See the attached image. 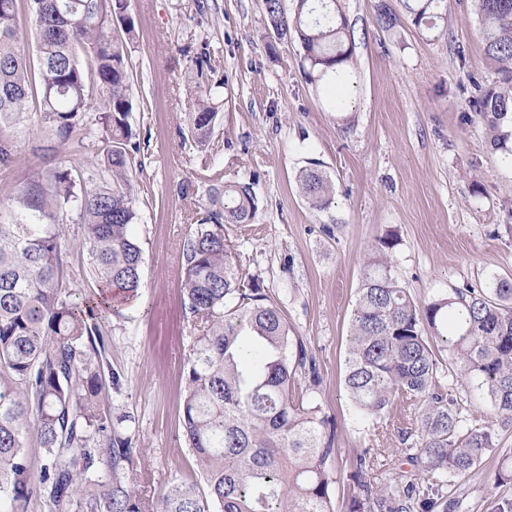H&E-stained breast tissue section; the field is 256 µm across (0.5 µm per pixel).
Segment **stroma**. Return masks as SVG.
Segmentation results:
<instances>
[{"label":"stroma","instance_id":"35a3bbf8","mask_svg":"<svg viewBox=\"0 0 512 512\" xmlns=\"http://www.w3.org/2000/svg\"><path fill=\"white\" fill-rule=\"evenodd\" d=\"M377 2L340 0L356 60L342 112L332 110L324 86L307 80L299 40L275 39L263 0L128 2L135 24L130 122L142 162L134 234L143 263L137 299L100 323L108 367L122 383L120 391H104L100 404L130 437L135 469L150 475L154 498L172 478L200 479L182 426L192 316L179 259L206 202L205 152L224 181L254 184L256 219L249 232H230L231 249L280 309L291 341L302 342L315 362L296 380L310 385L317 374L311 397L336 424L341 480L330 490L333 512H348L358 492L350 475L364 449L383 452L369 473L372 484L392 482L401 467L405 411L393 408L369 425L344 387L362 261L372 245L396 231L394 273L419 303L480 287L493 274L512 279V169L467 109L473 80L493 72L476 2L450 0L447 23L430 33L404 13L394 26L381 24ZM205 50L218 118L204 152L186 114L198 81L194 59ZM13 134L16 158L0 168L6 206L37 171L66 166L86 175L102 155V142L87 138L49 150L32 110ZM313 162L334 186L335 200L323 211L299 190V175ZM62 231L67 288L79 298L98 293L85 226L70 212Z\"/></svg>","mask_w":512,"mask_h":512}]
</instances>
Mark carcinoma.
I'll list each match as a JSON object with an SVG mask.
<instances>
[{
  "label": "carcinoma",
  "instance_id": "1",
  "mask_svg": "<svg viewBox=\"0 0 512 512\" xmlns=\"http://www.w3.org/2000/svg\"><path fill=\"white\" fill-rule=\"evenodd\" d=\"M264 0L275 38L297 36L315 84L347 79L354 48L338 0ZM419 29L432 32L447 0H400ZM27 8L31 28H18ZM484 52L495 70L473 82L469 110L488 127L492 149L512 168V0H476ZM127 0H0V164L15 159L4 124L38 105L58 145L97 136L104 144L99 180L81 181L68 168L39 173L0 211V512H333L329 490L338 480L331 420L296 387L306 365L302 345L290 355L288 328L273 301L246 283L224 227L251 224L258 212L253 183L210 176L204 212L182 252L194 343L185 369L182 425L206 484L173 480L152 501L133 475L129 438L101 414L97 398L120 392V375L105 376L102 314H120L136 297L142 251L133 174L138 169L129 122L130 59L134 35ZM35 43L36 59L25 45ZM88 60L83 67L77 59ZM106 102L96 125L90 90ZM217 112L207 90L187 113L190 133L208 146ZM299 188L310 206L334 202L329 178L313 166ZM74 211L87 226L91 273L101 293L85 305L65 288L59 216ZM398 236L380 237L364 260L352 317L345 388L360 417L376 422L395 403L414 408L399 452L410 478L378 488L366 479L371 449L358 457L359 489L349 512H466L457 487L481 477L492 490L512 483V448H499L494 425L468 426L448 393V373L474 386L496 423L512 426V281L467 288L419 305L392 273ZM442 343L438 355L425 333ZM42 449L38 476L25 448ZM498 455L485 474L487 453Z\"/></svg>",
  "mask_w": 512,
  "mask_h": 512
}]
</instances>
